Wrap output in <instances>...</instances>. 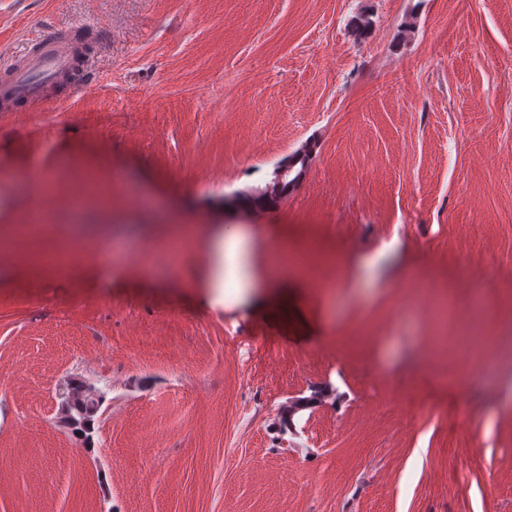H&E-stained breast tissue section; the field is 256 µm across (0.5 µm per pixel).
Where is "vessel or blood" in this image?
<instances>
[{"label": "vessel or blood", "instance_id": "b4317fda", "mask_svg": "<svg viewBox=\"0 0 512 512\" xmlns=\"http://www.w3.org/2000/svg\"><path fill=\"white\" fill-rule=\"evenodd\" d=\"M75 55L74 46L67 41L43 40L38 52L0 84V95L29 101L39 100L46 82L64 78L68 74Z\"/></svg>", "mask_w": 512, "mask_h": 512}]
</instances>
